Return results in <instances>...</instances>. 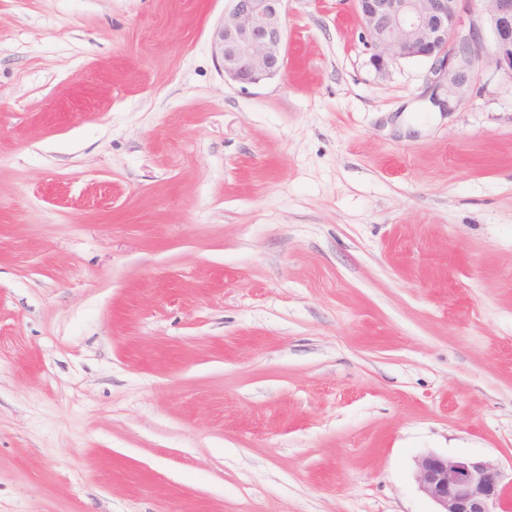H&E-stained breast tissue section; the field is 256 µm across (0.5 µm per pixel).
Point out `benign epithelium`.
<instances>
[{"instance_id":"1","label":"benign epithelium","mask_w":512,"mask_h":512,"mask_svg":"<svg viewBox=\"0 0 512 512\" xmlns=\"http://www.w3.org/2000/svg\"><path fill=\"white\" fill-rule=\"evenodd\" d=\"M213 34V51L224 76L244 87L282 73L286 65V0H231ZM464 0H353L381 71L386 60L432 62L447 81L448 99L461 96L473 79V64L484 58L512 75V0H478L468 28L458 24ZM415 479L436 512H508L505 474L478 457L428 453L418 458Z\"/></svg>"}]
</instances>
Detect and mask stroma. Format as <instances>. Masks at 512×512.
I'll return each mask as SVG.
<instances>
[{"label":"stroma","mask_w":512,"mask_h":512,"mask_svg":"<svg viewBox=\"0 0 512 512\" xmlns=\"http://www.w3.org/2000/svg\"><path fill=\"white\" fill-rule=\"evenodd\" d=\"M0 0V512H434L512 469V77L442 108L351 0ZM213 34L224 76L244 88L282 73L286 65V0H230ZM415 479L437 506L434 512H506L505 474L478 457L428 453L418 458Z\"/></svg>","instance_id":"35a3bbf8"}]
</instances>
